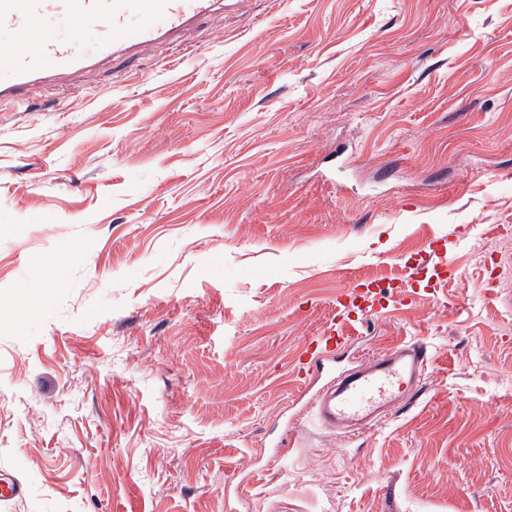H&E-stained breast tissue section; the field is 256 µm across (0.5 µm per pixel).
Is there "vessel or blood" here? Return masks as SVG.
<instances>
[{"label":"vessel or blood","mask_w":512,"mask_h":512,"mask_svg":"<svg viewBox=\"0 0 512 512\" xmlns=\"http://www.w3.org/2000/svg\"><path fill=\"white\" fill-rule=\"evenodd\" d=\"M224 6V0H0V31L19 37L50 16L77 25L92 20L99 26L97 50L92 54L74 41L52 35L33 48L1 52L0 67L11 77L0 81V106L22 104L34 88L47 84L70 95L75 90L72 76L111 60L136 57L151 45L181 42L199 18ZM341 343V336L330 327L309 340L306 352L315 362L334 355ZM427 362L425 344L403 342L341 372H326L314 395L317 423L345 436L361 433L413 394Z\"/></svg>","instance_id":"vessel-or-blood-1"}]
</instances>
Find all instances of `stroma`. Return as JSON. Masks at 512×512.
<instances>
[{
	"instance_id": "1",
	"label": "stroma",
	"mask_w": 512,
	"mask_h": 512,
	"mask_svg": "<svg viewBox=\"0 0 512 512\" xmlns=\"http://www.w3.org/2000/svg\"><path fill=\"white\" fill-rule=\"evenodd\" d=\"M187 41L0 108V512H512V0H236ZM381 281L346 357L432 358L348 439L298 363Z\"/></svg>"
}]
</instances>
